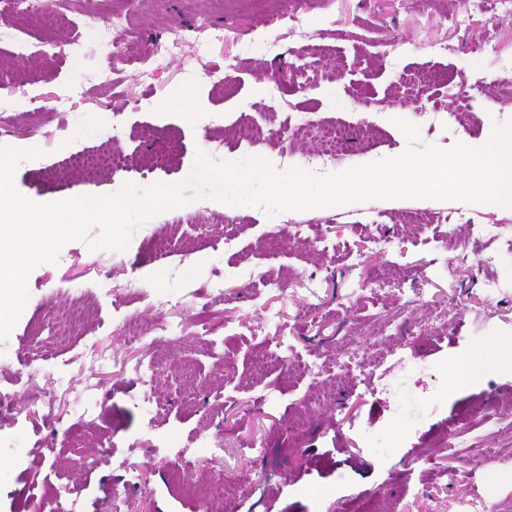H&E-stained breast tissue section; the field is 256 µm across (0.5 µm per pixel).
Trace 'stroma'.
Segmentation results:
<instances>
[{
  "label": "stroma",
  "instance_id": "stroma-1",
  "mask_svg": "<svg viewBox=\"0 0 512 512\" xmlns=\"http://www.w3.org/2000/svg\"><path fill=\"white\" fill-rule=\"evenodd\" d=\"M40 10L70 23H34L22 0H0V28L18 36L0 40V146L41 150L14 177L39 203L177 183L199 151L325 175L403 153L398 118L418 126L419 149L482 145L512 121L500 0ZM47 43L60 53H38ZM105 112L114 128L99 127ZM290 121L365 137L326 164L315 137L250 136ZM157 133L176 151L149 169ZM107 152L138 164L72 166ZM460 209L498 239L448 222ZM410 212L428 223H406ZM277 274L284 288H266ZM28 291L0 340V512H512V420L499 411L512 351L485 358L512 336V207L392 199L271 216L195 199L136 227L125 250L66 244ZM275 353L285 363L266 367ZM475 353L472 380L450 385ZM471 445L499 462L464 478Z\"/></svg>",
  "mask_w": 512,
  "mask_h": 512
}]
</instances>
